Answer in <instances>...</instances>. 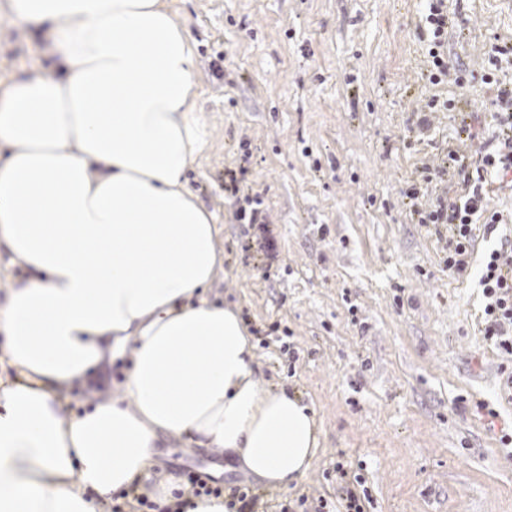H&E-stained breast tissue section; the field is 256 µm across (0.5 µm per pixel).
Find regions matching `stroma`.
<instances>
[{
	"instance_id": "1",
	"label": "stroma",
	"mask_w": 512,
	"mask_h": 512,
	"mask_svg": "<svg viewBox=\"0 0 512 512\" xmlns=\"http://www.w3.org/2000/svg\"><path fill=\"white\" fill-rule=\"evenodd\" d=\"M196 58L207 144L187 174L214 212L224 262L209 300L237 309L257 347L262 387L301 393L319 445L296 485L271 489L227 453L162 440L151 478L206 471L248 485L258 512H345L337 463L361 466L364 512H512V401L502 357L483 336L478 279L496 238H478L465 276L405 191L459 131L489 127L491 90L432 86L418 39L424 0H167ZM0 0V91L60 73L46 28ZM448 55L475 73L492 43L512 42V0H447ZM457 109L417 114L432 95ZM259 196L276 261L225 184ZM488 403V423L476 409Z\"/></svg>"
}]
</instances>
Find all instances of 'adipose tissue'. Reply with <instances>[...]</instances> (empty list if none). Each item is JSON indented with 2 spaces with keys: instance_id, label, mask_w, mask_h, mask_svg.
<instances>
[{
  "instance_id": "1",
  "label": "adipose tissue",
  "mask_w": 512,
  "mask_h": 512,
  "mask_svg": "<svg viewBox=\"0 0 512 512\" xmlns=\"http://www.w3.org/2000/svg\"><path fill=\"white\" fill-rule=\"evenodd\" d=\"M49 25L60 74L0 92V512H96L148 476L163 436L229 452L270 488L309 470L312 407L262 389L238 311L205 293L224 261L187 188L205 145L186 30L165 0H10ZM131 361L123 381L112 372ZM112 395L65 418L61 389Z\"/></svg>"
}]
</instances>
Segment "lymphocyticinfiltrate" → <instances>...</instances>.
<instances>
[{"instance_id":"f902f5d3","label":"lymphocytic infiltrate","mask_w":512,"mask_h":512,"mask_svg":"<svg viewBox=\"0 0 512 512\" xmlns=\"http://www.w3.org/2000/svg\"><path fill=\"white\" fill-rule=\"evenodd\" d=\"M420 37L426 46L430 84L437 86L451 80L461 85L477 79L496 88L490 113L492 134L479 143L470 163H459L457 151L451 150L445 163L426 168L425 182L440 183L449 164H457L460 190L452 196L438 194L428 208L420 211L419 221L446 229L448 241L443 263L450 273L459 276L469 267L477 230L498 235L499 243L486 255L478 284L484 298V336L504 361L512 362V231H502L503 214L487 206L490 191L512 190V86L500 82L498 77L503 67H512V44L492 45V66L482 74L450 69L444 0H428Z\"/></svg>"}]
</instances>
